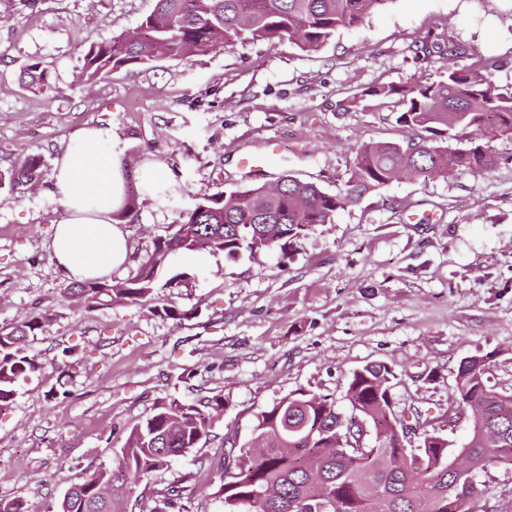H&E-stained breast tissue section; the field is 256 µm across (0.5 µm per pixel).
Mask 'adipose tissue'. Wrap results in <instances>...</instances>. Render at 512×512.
<instances>
[{
	"instance_id": "1",
	"label": "adipose tissue",
	"mask_w": 512,
	"mask_h": 512,
	"mask_svg": "<svg viewBox=\"0 0 512 512\" xmlns=\"http://www.w3.org/2000/svg\"><path fill=\"white\" fill-rule=\"evenodd\" d=\"M126 174L107 127L78 130L57 159L49 192L63 214L51 250L66 278H101L125 263L126 234L116 215L126 203Z\"/></svg>"
}]
</instances>
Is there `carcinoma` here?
I'll return each instance as SVG.
<instances>
[{
    "instance_id": "cac0c4a2",
    "label": "carcinoma",
    "mask_w": 512,
    "mask_h": 512,
    "mask_svg": "<svg viewBox=\"0 0 512 512\" xmlns=\"http://www.w3.org/2000/svg\"><path fill=\"white\" fill-rule=\"evenodd\" d=\"M390 0H154L153 10L118 38L89 47L81 77L108 79L130 66L159 58L182 60L233 41L288 40L316 48L338 29L362 24ZM461 44L448 47L445 79L411 87L389 86L370 96H396L403 109L397 123L413 131L401 142H368L353 151L349 177L331 194L291 175L279 189L264 185L220 191L197 199L170 225L126 279L75 281L64 297L87 307L112 303L147 304L160 275L177 256L222 253L254 257L275 244L297 240L316 224H329L337 209L359 201L400 177L446 176L458 168L488 172L500 157L494 142L512 140V86L495 84L490 67L459 68ZM468 134L469 146H441L438 127ZM38 159L28 157L0 186L10 189L37 177ZM46 314L0 329V405L21 380L39 367L27 352L29 338L43 331ZM491 356L463 358L455 377V409L471 411L470 434L461 446L464 471L451 466L448 439L418 412L413 413L419 445L407 449L395 432L394 371L371 363L354 371L346 399L347 418L326 396L300 391L255 418L252 438L224 445L219 492L227 512H472L479 494L474 477L491 465H512V391L488 386ZM224 412V397L193 402L172 399L130 430L118 466L121 477L98 470L73 484L57 512H127L133 491L146 475L209 439Z\"/></svg>"
}]
</instances>
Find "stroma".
<instances>
[{
	"label": "stroma",
	"mask_w": 512,
	"mask_h": 512,
	"mask_svg": "<svg viewBox=\"0 0 512 512\" xmlns=\"http://www.w3.org/2000/svg\"><path fill=\"white\" fill-rule=\"evenodd\" d=\"M152 7L0 0V170L40 160L37 188L0 190V328L50 318L28 347L39 371L0 413V499L55 512L85 473L116 470L133 425L173 398L219 393L224 413L207 443L143 479L128 512H164L172 486L186 512L202 502L224 512L225 436L248 441L257 413L300 390L349 413L348 378L369 363L394 370L395 413L419 409L438 428L464 357L491 355L489 385L512 390V140L497 141L493 171L392 181L259 257H178L148 307L90 311L60 299L68 280L50 242L63 209L48 193L56 159L86 126L111 128L129 167L168 166L172 200L161 207L135 194L125 221L130 276L199 197L286 174L335 191L355 147L409 134L396 121L397 98L370 88L440 80L452 42L473 52L457 66L498 62L495 83L512 85V0H389L314 49L237 42L79 81L88 47L135 27ZM420 50L426 60L416 59ZM33 61L45 69L40 92L20 79ZM265 151L274 161L254 176L247 160ZM170 305L197 315L173 320ZM68 346L79 359L69 368ZM476 482L479 512H512V468L489 467Z\"/></svg>",
	"instance_id": "obj_1"
}]
</instances>
